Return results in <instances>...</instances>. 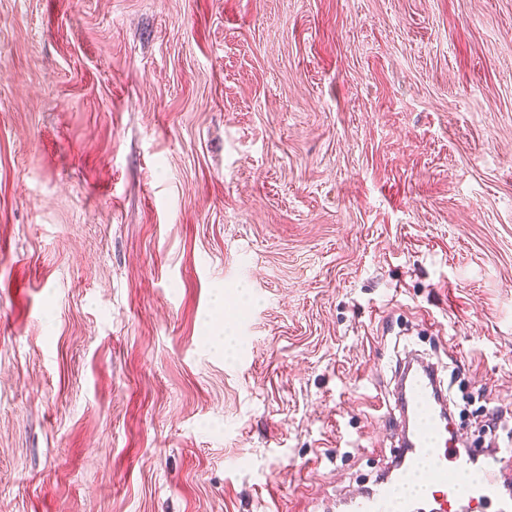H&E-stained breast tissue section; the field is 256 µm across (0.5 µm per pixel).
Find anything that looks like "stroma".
<instances>
[{"mask_svg": "<svg viewBox=\"0 0 512 512\" xmlns=\"http://www.w3.org/2000/svg\"><path fill=\"white\" fill-rule=\"evenodd\" d=\"M409 355L512 442V0H0V512H339Z\"/></svg>", "mask_w": 512, "mask_h": 512, "instance_id": "35a3bbf8", "label": "stroma"}]
</instances>
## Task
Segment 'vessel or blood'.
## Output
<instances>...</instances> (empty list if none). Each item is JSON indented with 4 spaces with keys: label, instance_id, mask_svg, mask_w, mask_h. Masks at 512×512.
Listing matches in <instances>:
<instances>
[{
    "label": "vessel or blood",
    "instance_id": "b4317fda",
    "mask_svg": "<svg viewBox=\"0 0 512 512\" xmlns=\"http://www.w3.org/2000/svg\"><path fill=\"white\" fill-rule=\"evenodd\" d=\"M434 373L414 371L404 379L401 418L414 429L409 444L398 448L401 468L368 493L352 497L348 512H394L393 490L415 472L421 459H428L430 472L418 494L405 504V512H457L460 499H467L470 512H512V499L503 498L495 458L484 464L483 482L469 480L473 461L459 448V434L443 418L436 400Z\"/></svg>",
    "mask_w": 512,
    "mask_h": 512
}]
</instances>
